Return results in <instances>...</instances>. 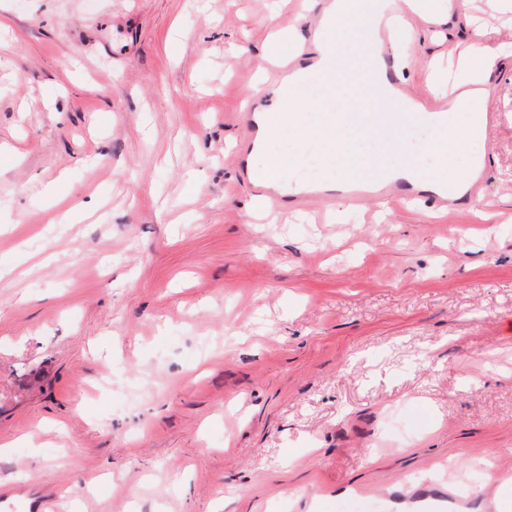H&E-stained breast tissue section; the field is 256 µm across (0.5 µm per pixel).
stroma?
<instances>
[{
    "label": "stroma",
    "instance_id": "35a3bbf8",
    "mask_svg": "<svg viewBox=\"0 0 512 512\" xmlns=\"http://www.w3.org/2000/svg\"><path fill=\"white\" fill-rule=\"evenodd\" d=\"M305 2L0 0V512H512V58L448 212L250 224L243 103ZM479 28L412 19L388 71L428 96Z\"/></svg>",
    "mask_w": 512,
    "mask_h": 512
}]
</instances>
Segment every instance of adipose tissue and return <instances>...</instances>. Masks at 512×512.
<instances>
[{"label":"adipose tissue","mask_w":512,"mask_h":512,"mask_svg":"<svg viewBox=\"0 0 512 512\" xmlns=\"http://www.w3.org/2000/svg\"><path fill=\"white\" fill-rule=\"evenodd\" d=\"M311 3L318 8L311 43L294 45L293 53L298 56L306 49L314 50L316 64L327 67L322 81L327 85L326 96H334L336 106L328 108L326 96L308 98L309 70L294 72L275 91L285 105L266 135L267 142H286L288 155L283 158L261 150L251 157L258 170L270 179L282 180L311 162L326 183L366 175L390 180L415 177L436 184L446 178L457 182L460 191H467L475 172L459 167L458 159L483 138L485 117L476 103L486 97L497 61L512 56V40L481 38L469 44L455 64L469 89L439 117L438 146L423 155H410L396 167L389 161L394 149L389 134L396 118L387 108L389 84L378 55L385 47L400 52L401 46L399 41L384 44L378 38L376 17L382 7L377 0Z\"/></svg>","instance_id":"1"}]
</instances>
